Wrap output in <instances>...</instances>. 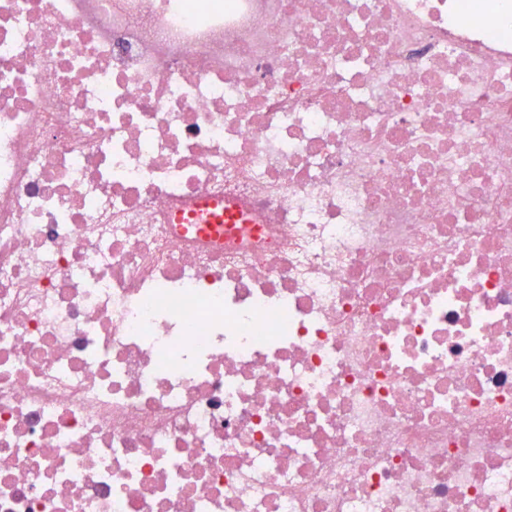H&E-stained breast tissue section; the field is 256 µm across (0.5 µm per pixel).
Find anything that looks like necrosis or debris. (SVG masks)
<instances>
[{
	"instance_id": "necrosis-or-debris-1",
	"label": "necrosis or debris",
	"mask_w": 512,
	"mask_h": 512,
	"mask_svg": "<svg viewBox=\"0 0 512 512\" xmlns=\"http://www.w3.org/2000/svg\"><path fill=\"white\" fill-rule=\"evenodd\" d=\"M0 512H512V0H0Z\"/></svg>"
}]
</instances>
